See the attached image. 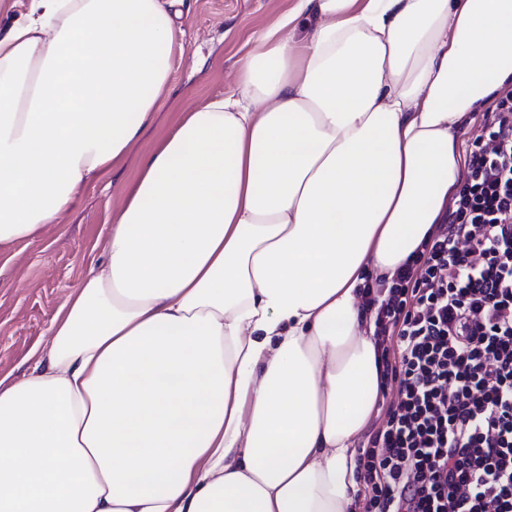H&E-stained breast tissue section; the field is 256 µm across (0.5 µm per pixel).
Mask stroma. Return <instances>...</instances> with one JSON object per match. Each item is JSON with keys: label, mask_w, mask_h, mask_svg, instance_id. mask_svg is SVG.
<instances>
[{"label": "stroma", "mask_w": 512, "mask_h": 512, "mask_svg": "<svg viewBox=\"0 0 512 512\" xmlns=\"http://www.w3.org/2000/svg\"><path fill=\"white\" fill-rule=\"evenodd\" d=\"M290 0H183L184 30L173 52L171 91L156 104L151 125L119 169L77 198L60 223L37 238L0 248V377L23 378L26 358L50 339L51 319L99 259L125 185L140 160L183 113L222 97L233 87L248 39L273 24Z\"/></svg>", "instance_id": "35a3bbf8"}]
</instances>
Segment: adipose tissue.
Segmentation results:
<instances>
[{
  "instance_id": "adipose-tissue-1",
  "label": "adipose tissue",
  "mask_w": 512,
  "mask_h": 512,
  "mask_svg": "<svg viewBox=\"0 0 512 512\" xmlns=\"http://www.w3.org/2000/svg\"><path fill=\"white\" fill-rule=\"evenodd\" d=\"M182 2L29 0L0 31L1 247L140 139ZM249 45L0 377V512H354L382 381L359 287L421 248L457 131L512 86V0H293Z\"/></svg>"
}]
</instances>
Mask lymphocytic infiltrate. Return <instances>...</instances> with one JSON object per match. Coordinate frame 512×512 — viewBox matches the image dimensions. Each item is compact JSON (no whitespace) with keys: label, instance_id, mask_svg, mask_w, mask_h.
<instances>
[{"label":"lymphocytic infiltrate","instance_id":"1","mask_svg":"<svg viewBox=\"0 0 512 512\" xmlns=\"http://www.w3.org/2000/svg\"><path fill=\"white\" fill-rule=\"evenodd\" d=\"M366 305L396 394L357 458L365 512H512V91L466 142L441 224Z\"/></svg>","mask_w":512,"mask_h":512}]
</instances>
